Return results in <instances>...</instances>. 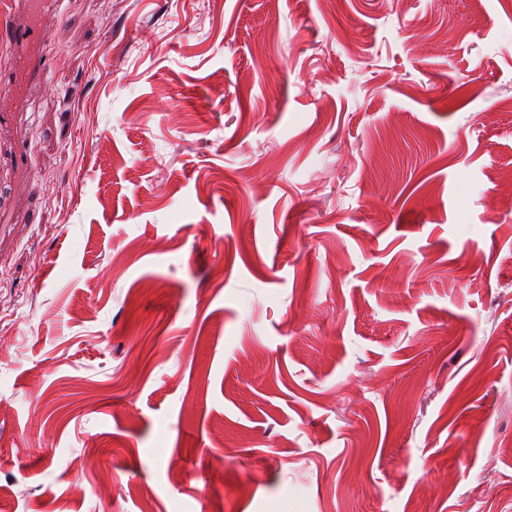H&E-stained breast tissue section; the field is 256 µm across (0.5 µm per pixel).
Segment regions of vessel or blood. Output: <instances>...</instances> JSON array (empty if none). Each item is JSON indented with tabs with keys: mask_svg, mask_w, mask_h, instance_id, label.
<instances>
[{
	"mask_svg": "<svg viewBox=\"0 0 512 512\" xmlns=\"http://www.w3.org/2000/svg\"><path fill=\"white\" fill-rule=\"evenodd\" d=\"M62 0H6L4 23L0 24V42L8 44L20 60L18 68L0 71V133L16 128L15 117L22 111L20 88L47 81L40 52L56 21ZM0 156L17 171H25L29 154L25 136H0Z\"/></svg>",
	"mask_w": 512,
	"mask_h": 512,
	"instance_id": "1",
	"label": "vessel or blood"
}]
</instances>
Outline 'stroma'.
Listing matches in <instances>:
<instances>
[{
	"label": "stroma",
	"instance_id": "1",
	"mask_svg": "<svg viewBox=\"0 0 512 512\" xmlns=\"http://www.w3.org/2000/svg\"><path fill=\"white\" fill-rule=\"evenodd\" d=\"M47 54L0 512H512V0H65Z\"/></svg>",
	"mask_w": 512,
	"mask_h": 512
}]
</instances>
